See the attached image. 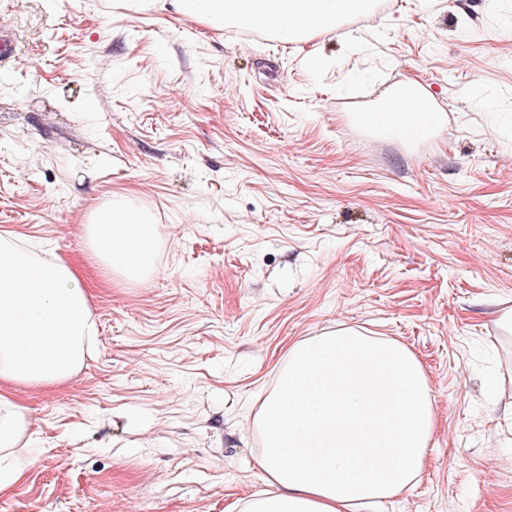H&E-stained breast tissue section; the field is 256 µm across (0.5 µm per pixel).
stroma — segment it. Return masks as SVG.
<instances>
[{
  "instance_id": "1",
  "label": "stroma",
  "mask_w": 512,
  "mask_h": 512,
  "mask_svg": "<svg viewBox=\"0 0 512 512\" xmlns=\"http://www.w3.org/2000/svg\"><path fill=\"white\" fill-rule=\"evenodd\" d=\"M0 27V235L80 273L97 329L70 380L17 389L31 442L0 512H233L266 488L246 427L289 345L339 324L432 384L426 466L388 512H512V0H372L294 43L178 0H0ZM411 85L432 136L357 122ZM114 196L157 227L153 276L85 250Z\"/></svg>"
}]
</instances>
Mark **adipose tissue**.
<instances>
[{"instance_id":"obj_1","label":"adipose tissue","mask_w":512,"mask_h":512,"mask_svg":"<svg viewBox=\"0 0 512 512\" xmlns=\"http://www.w3.org/2000/svg\"><path fill=\"white\" fill-rule=\"evenodd\" d=\"M359 0H181L184 14L209 22L243 17L281 33L329 30ZM415 90L385 118L386 134L423 135L437 117ZM88 251L105 275L136 281L156 271V228L116 197L93 210ZM76 271L0 236V492L23 474L11 451L28 420L16 386H52L84 362L95 326ZM268 490L238 512H373L422 471L436 433L432 386L420 360L394 339L341 326L291 344L261 403Z\"/></svg>"}]
</instances>
